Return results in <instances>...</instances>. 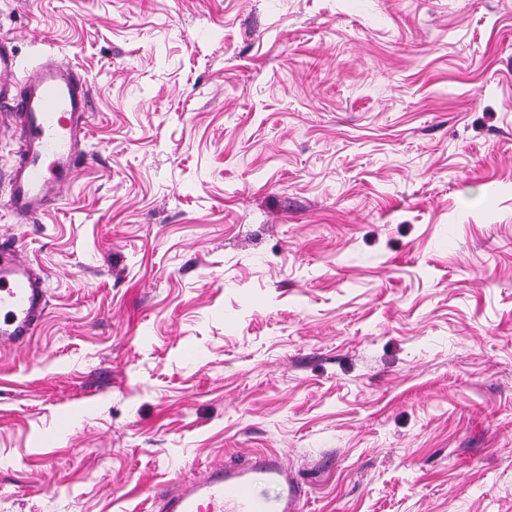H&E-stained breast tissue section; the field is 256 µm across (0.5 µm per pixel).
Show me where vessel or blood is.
<instances>
[{
    "label": "vessel or blood",
    "instance_id": "vessel-or-blood-1",
    "mask_svg": "<svg viewBox=\"0 0 512 512\" xmlns=\"http://www.w3.org/2000/svg\"><path fill=\"white\" fill-rule=\"evenodd\" d=\"M0 104L19 141L9 174L8 210L20 223L48 211L88 158L83 149L90 82L74 64L44 57L20 69L0 38ZM20 245L0 243V344L25 345L44 321L48 290ZM304 484L280 455L211 465L199 479L156 496V512H302Z\"/></svg>",
    "mask_w": 512,
    "mask_h": 512
}]
</instances>
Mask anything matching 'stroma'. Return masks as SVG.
<instances>
[{
  "label": "stroma",
  "instance_id": "35a3bbf8",
  "mask_svg": "<svg viewBox=\"0 0 512 512\" xmlns=\"http://www.w3.org/2000/svg\"><path fill=\"white\" fill-rule=\"evenodd\" d=\"M94 159L0 241V512H151L257 451L302 512H512V0H0ZM10 257L1 258L0 243V345H25L44 321L48 310V290L32 264L17 253L22 246L10 244Z\"/></svg>",
  "mask_w": 512,
  "mask_h": 512
}]
</instances>
